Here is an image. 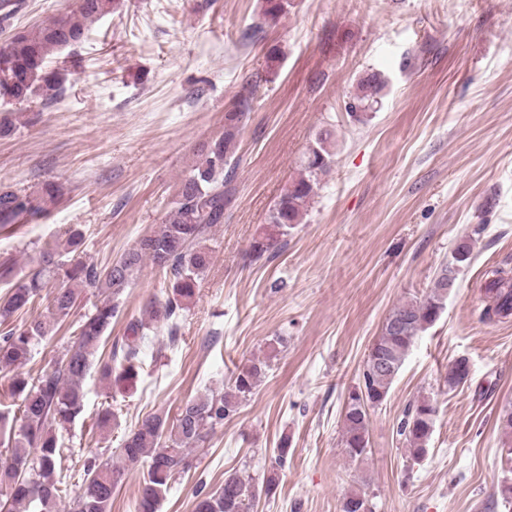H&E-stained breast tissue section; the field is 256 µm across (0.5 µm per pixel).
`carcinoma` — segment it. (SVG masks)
<instances>
[{"mask_svg": "<svg viewBox=\"0 0 512 512\" xmlns=\"http://www.w3.org/2000/svg\"><path fill=\"white\" fill-rule=\"evenodd\" d=\"M115 0H75L74 8L62 15L28 28L16 29L0 47V101L24 105L35 97L46 101L60 93L61 73L47 70V58L55 51L79 43L88 24L110 12ZM290 0H263L264 20L277 22L288 13ZM22 8V0H0V29L12 25ZM384 86L379 73L359 87L349 103L352 114L366 109ZM244 100L224 113V134L198 154L190 171L182 177L170 202V209L157 230L143 236L136 245L108 266L76 263L64 257L80 249L83 237L78 228H68L54 242H46L30 259L28 268L11 256L0 258V325L33 305L44 289H52L47 313L0 333V366L13 368L7 393L19 403L20 428L10 419L11 405L0 399V446L9 458L0 464V492L10 503L9 512H60L63 492L65 433L85 409L84 382L93 367L101 378L134 387L143 371L142 343L147 333L161 325L169 342L178 340L179 320L196 297L202 277L212 263L211 229L224 223V208L232 199L231 174L237 167L235 144L245 117ZM330 133L319 135L301 161L302 170L274 202L268 227L249 246L252 260L271 259L281 248L282 238L301 223L316 194L319 174L332 163ZM64 195L63 187L49 184L40 191H28L10 183H0V231L12 233L26 224L48 218ZM472 259L468 242L459 243L451 260L444 264L429 291L421 298L403 301L391 310L381 333L364 362L356 389L365 399L350 396L342 412V447L355 462L369 447V410L381 405L414 345L417 336L440 317L460 268ZM150 264L163 279L165 297H154L145 305L148 320L132 318L125 327L121 344L106 357L99 355L102 343L112 332L117 314L115 300L130 287L143 265ZM84 288L105 294L103 301L81 319L72 344L62 357L36 374L22 371L32 352L55 335L71 315ZM487 320L512 315V278L502 269L484 283ZM267 362L252 360L238 369L233 381L221 391L187 401L174 418L149 414L120 444L121 465L112 458L90 454L83 461V483L72 498L68 512H111L112 495L129 467L149 458L147 475L139 487L138 512H156L157 505L176 477L193 467L192 449L204 444L224 420L237 413L240 404L253 393L265 373ZM470 365L458 358L449 366L445 386L453 391L470 381ZM437 407L429 397L409 404L400 422L406 451L419 460L427 451L433 433ZM275 466L262 478V488L271 496L279 484L278 469L285 466L290 452L288 437L280 438ZM256 499V485L236 472L224 473V484L214 492H195L194 512H250ZM340 512H372L365 495L351 491L342 498Z\"/></svg>", "mask_w": 512, "mask_h": 512, "instance_id": "obj_1", "label": "carcinoma"}]
</instances>
